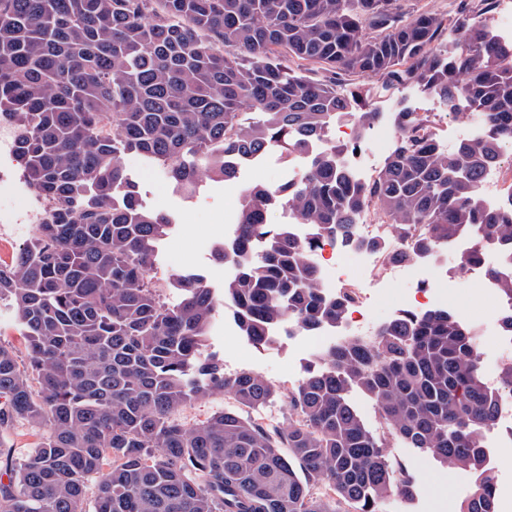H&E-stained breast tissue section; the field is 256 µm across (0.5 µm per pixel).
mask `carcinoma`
Instances as JSON below:
<instances>
[{
	"label": "carcinoma",
	"mask_w": 512,
	"mask_h": 512,
	"mask_svg": "<svg viewBox=\"0 0 512 512\" xmlns=\"http://www.w3.org/2000/svg\"><path fill=\"white\" fill-rule=\"evenodd\" d=\"M496 2L437 13L400 0H0V119L45 206L0 264V305L27 357L0 342V436L24 421L38 437L20 458L0 448V512H86L92 477L95 512H382L417 495L392 441L475 475L458 512H496L484 439L512 394V360L488 382L477 332L448 309L402 311L316 354L288 391L283 428L253 416L277 386L206 352L223 309L260 346L287 322L309 334L338 324L350 298L328 295L311 259L326 241L411 260L469 238L466 265L484 261V241L512 259V189L488 209L480 186L512 144V44L487 24ZM353 75L420 87L450 111L464 102L483 132L449 152L401 110L395 149L362 183L326 140L363 97L338 89ZM379 116L353 114L356 139ZM274 144L305 171L244 189L236 235L215 248L236 275L219 294L195 273L160 284L169 220L143 206L122 156L193 194ZM272 209L290 223L268 224ZM370 209L390 236L357 235ZM294 224L311 234L295 238ZM485 272L512 301V268ZM352 388L374 402L378 427ZM213 393L235 408L181 418Z\"/></svg>",
	"instance_id": "obj_1"
}]
</instances>
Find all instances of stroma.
Here are the masks:
<instances>
[{
	"instance_id": "1",
	"label": "stroma",
	"mask_w": 512,
	"mask_h": 512,
	"mask_svg": "<svg viewBox=\"0 0 512 512\" xmlns=\"http://www.w3.org/2000/svg\"><path fill=\"white\" fill-rule=\"evenodd\" d=\"M350 86L370 88L368 107L391 118L393 112L408 109L432 126L456 127L464 117L460 112L444 109L431 95L417 88H402L382 94L377 90V78L356 75ZM122 163L138 186L144 205L166 213L171 224L159 245L155 272L158 277L193 269L203 274L214 287H221L229 273L224 263L216 260L214 249L225 237L224 217L237 212L244 188L252 182L278 185L288 179V169L296 163L278 146L270 147L256 167L247 168L240 178H207L192 196L174 188L165 173L148 165L134 154L124 155ZM316 336L304 332H280L273 344L257 347L239 336L232 320H225L211 340L212 350L218 351L228 371L253 370L280 387L281 397L267 410L276 425L288 422L286 393L301 377L308 359L316 351ZM389 453L405 463L413 472L418 491L408 504L391 503L389 512H455L472 491L469 473L443 465L418 449L394 443Z\"/></svg>"
}]
</instances>
